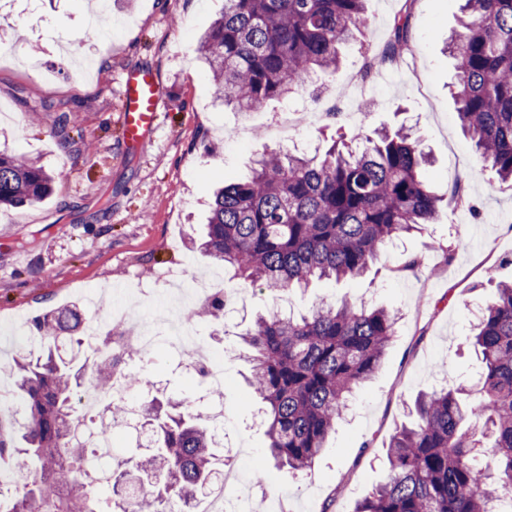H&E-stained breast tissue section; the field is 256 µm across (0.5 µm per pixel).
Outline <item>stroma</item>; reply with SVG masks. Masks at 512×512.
<instances>
[{
	"label": "stroma",
	"instance_id": "1",
	"mask_svg": "<svg viewBox=\"0 0 512 512\" xmlns=\"http://www.w3.org/2000/svg\"><path fill=\"white\" fill-rule=\"evenodd\" d=\"M402 4L367 0L369 26L343 46L337 71H317L306 91L242 114L222 105L195 53L224 0H112V16L124 25L108 39L82 36L93 0H0V104L11 113L0 118V151L55 176L40 202L0 208V392L12 388L14 356L34 346L36 316L76 304L84 317L103 318L146 286V301L113 328L168 316L173 298L163 276L185 267L223 279L227 289L223 329L200 315L207 296L194 294L188 310L201 338L220 341L224 451L241 453L246 467L231 496L254 512L266 496L281 499L283 512H353L386 481L389 439L409 422L419 394L463 384V402H474L483 360L472 328L497 286L512 282V181L482 167L448 91L454 69L444 46L458 27L459 0H415L411 54L362 72L365 55L385 51ZM59 32L73 38L63 51L53 41ZM86 55L105 67L84 73L78 62ZM133 64L154 67L167 90L157 140L144 152L122 146L120 78ZM368 99L378 110H361ZM63 112L77 117L67 148L55 132ZM403 126L431 151L424 176L444 201L436 223L381 251L364 276L296 288L283 302L192 249L212 189L247 177L262 155L320 156L338 137ZM87 140L92 149H84ZM458 189L469 206L458 207ZM412 255L422 257L421 269L401 273ZM344 298L395 311L396 334L312 467L292 477L265 464L266 484L258 486L252 470L265 463L262 402L246 381L240 335L270 308L298 314ZM138 372L169 396L206 392L187 385L178 353L162 341Z\"/></svg>",
	"mask_w": 512,
	"mask_h": 512
}]
</instances>
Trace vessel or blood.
<instances>
[{
  "instance_id": "1",
  "label": "vessel or blood",
  "mask_w": 512,
  "mask_h": 512,
  "mask_svg": "<svg viewBox=\"0 0 512 512\" xmlns=\"http://www.w3.org/2000/svg\"><path fill=\"white\" fill-rule=\"evenodd\" d=\"M121 120L124 146L141 151L156 141L165 88L158 73L147 66H132L121 79Z\"/></svg>"
}]
</instances>
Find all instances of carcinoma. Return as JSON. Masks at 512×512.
<instances>
[{
  "mask_svg": "<svg viewBox=\"0 0 512 512\" xmlns=\"http://www.w3.org/2000/svg\"><path fill=\"white\" fill-rule=\"evenodd\" d=\"M461 30L450 37L453 96L464 132L483 163L512 179V0H461ZM413 3L392 26L382 61L410 50ZM368 25L365 0H224V12L197 42L217 94L239 112L303 87L317 69L337 70L340 47ZM430 156L401 129L357 133L316 160L289 153L257 161L245 181L214 193L199 249L246 282L275 294L314 281L362 276L387 244L434 223L438 196L423 171ZM54 178L37 162L0 153V206L33 205ZM395 316L348 300L318 304L295 317L277 309L243 333L249 385L265 404L268 455L288 474L311 467L347 402L375 372L395 335ZM44 342L15 361L13 396L25 422L0 413V463L23 473L0 492V512H195L212 493L224 459L211 409L194 400L162 402L139 374L106 354L86 364L60 347L83 344L75 306L34 321ZM485 364L479 399L460 390L419 398L417 420L388 446L387 482L355 512H493L512 497V284L497 288L476 326ZM90 376L110 392L120 379L138 387L137 422L149 453L118 461L104 481L81 475L92 454L75 445L76 396ZM491 438L478 452L476 428Z\"/></svg>",
  "mask_w": 512,
  "mask_h": 512,
  "instance_id": "1",
  "label": "carcinoma"
}]
</instances>
